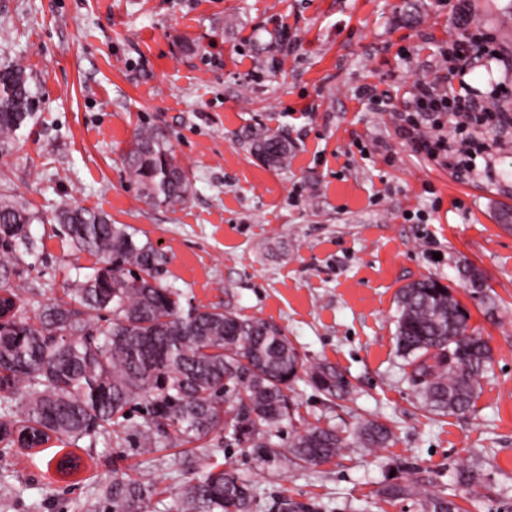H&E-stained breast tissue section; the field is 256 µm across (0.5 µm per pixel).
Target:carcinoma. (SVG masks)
<instances>
[{"label": "carcinoma", "instance_id": "1", "mask_svg": "<svg viewBox=\"0 0 512 512\" xmlns=\"http://www.w3.org/2000/svg\"><path fill=\"white\" fill-rule=\"evenodd\" d=\"M26 68L0 67V155L19 141L33 116ZM251 150L266 164L288 166V139L268 128L252 134ZM123 165L141 198L152 205L188 199L193 183L177 161L169 140L139 126L123 155ZM40 215L15 196H0V303L13 308V326L0 330V444L13 448L25 431H40L63 445L83 438H106L131 421L143 454L195 444L205 455L226 446L251 449L262 464H276L283 453L273 438L291 418L288 391L300 379L329 402L352 392L346 376L326 361L306 364L278 327L242 318L218 306L184 307L182 294L162 283V254L139 244L128 226L105 213L66 206L56 222L76 249L101 266L65 290V298L42 304L12 284L34 254L29 227ZM465 283L473 297L488 299L487 278L466 265ZM396 350L411 367L424 407L437 414H464L473 407L492 349L469 328L470 315L450 288L435 278L405 285L399 292ZM391 429L372 419L349 437L314 426L288 446L302 466L327 463L343 449L384 448ZM178 512H262L254 484L232 467H199L183 462ZM460 497L473 502L486 480L463 465L456 472ZM433 481H387L379 501H409L414 512H468L458 502L429 489ZM156 493L128 474L112 478L105 512H149ZM282 497L271 512H320Z\"/></svg>", "mask_w": 512, "mask_h": 512}]
</instances>
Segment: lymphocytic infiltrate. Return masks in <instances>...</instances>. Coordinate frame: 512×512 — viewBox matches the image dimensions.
I'll use <instances>...</instances> for the list:
<instances>
[{
  "label": "lymphocytic infiltrate",
  "mask_w": 512,
  "mask_h": 512,
  "mask_svg": "<svg viewBox=\"0 0 512 512\" xmlns=\"http://www.w3.org/2000/svg\"><path fill=\"white\" fill-rule=\"evenodd\" d=\"M456 22L461 30L460 38L452 46L456 70H464L478 55L497 56L491 37L477 39L470 32V0H458ZM409 104V111L397 115L400 135L410 140L417 154L460 174L476 173L477 157L490 150L485 139L474 136L476 127L512 125V112L484 98L455 94L440 78L414 82Z\"/></svg>",
  "instance_id": "f902f5d3"
}]
</instances>
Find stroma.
Segmentation results:
<instances>
[{
	"label": "stroma",
	"instance_id": "35a3bbf8",
	"mask_svg": "<svg viewBox=\"0 0 512 512\" xmlns=\"http://www.w3.org/2000/svg\"><path fill=\"white\" fill-rule=\"evenodd\" d=\"M456 0H0V65L21 61L34 117L0 157V195L23 198L32 268L15 279L42 303L92 273L52 221L66 204L108 214L164 256L161 279L182 302L217 305L269 321L309 362H330L353 392L327 402L306 380L276 439L332 425L387 422L395 437L351 447L307 468H270L249 451L217 453L260 496L313 500L322 512H410L377 507L387 476L431 477L453 496L459 465L487 483L477 512L512 501V127L487 130L490 174H456L414 152L394 126L414 80L434 78L459 35ZM476 27L501 54L455 75L456 91L512 92V0H471ZM378 100H359L364 85ZM162 131L190 172L193 193L175 206L139 197L123 166L133 130ZM281 132L287 168L258 160L248 131ZM470 263L488 279L491 304L464 289ZM433 277L453 288L493 361L464 414L425 410L396 351L400 288ZM82 470L62 482L55 459ZM127 473L155 484L150 512H176L182 478L172 450L140 454L129 430L36 453L0 451V512H102L103 487Z\"/></svg>",
	"mask_w": 512,
	"mask_h": 512
}]
</instances>
